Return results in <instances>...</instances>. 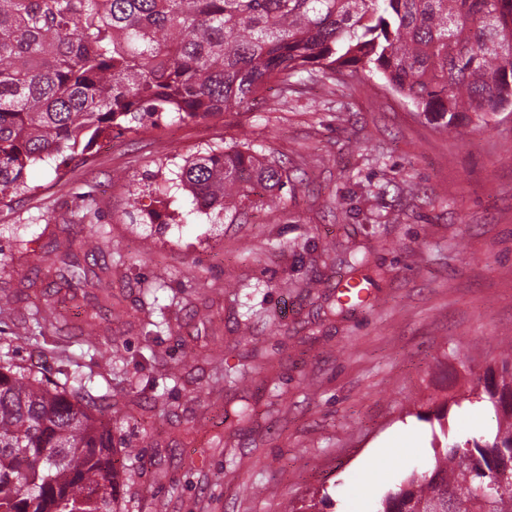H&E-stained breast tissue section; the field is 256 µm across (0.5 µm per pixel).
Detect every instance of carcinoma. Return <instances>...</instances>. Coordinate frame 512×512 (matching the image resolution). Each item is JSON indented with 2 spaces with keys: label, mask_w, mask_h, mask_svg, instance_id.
Wrapping results in <instances>:
<instances>
[{
  "label": "carcinoma",
  "mask_w": 512,
  "mask_h": 512,
  "mask_svg": "<svg viewBox=\"0 0 512 512\" xmlns=\"http://www.w3.org/2000/svg\"><path fill=\"white\" fill-rule=\"evenodd\" d=\"M363 71L439 127L485 123L512 106V0H0V203L34 191L28 167L165 113L204 118L304 72ZM288 181L248 145L201 149L166 179L216 223L247 214L258 187L275 202ZM98 250L92 227L66 248L60 280L91 284ZM344 252L339 313L369 284L366 254ZM31 320L66 315L37 306ZM488 372L498 379L477 376L463 400L490 406L495 429L434 451L376 512H512V347ZM64 376L0 358V512H123L110 419L79 402L81 375Z\"/></svg>",
  "instance_id": "cac0c4a2"
}]
</instances>
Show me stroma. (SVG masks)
<instances>
[{
  "instance_id": "35a3bbf8",
  "label": "stroma",
  "mask_w": 512,
  "mask_h": 512,
  "mask_svg": "<svg viewBox=\"0 0 512 512\" xmlns=\"http://www.w3.org/2000/svg\"><path fill=\"white\" fill-rule=\"evenodd\" d=\"M236 143L286 163L279 207L213 224L186 192H159L189 155ZM27 180L31 196L0 206V294L16 298L0 353L52 373L41 345L54 342L93 394L137 401L113 430L140 450L133 465L115 455L126 512H284L311 496L328 498L324 512H371L434 449L494 427L485 408L436 420L433 398L465 394L512 339V111L448 131L377 75L303 74L287 96L169 116ZM144 184L154 193L133 199ZM92 228L120 304L103 324L33 338V306L56 298L54 239ZM347 241L367 251L373 284L368 303L338 315L347 256L326 264L320 252ZM311 279L322 288L301 292ZM245 406L226 430L225 412Z\"/></svg>"
}]
</instances>
